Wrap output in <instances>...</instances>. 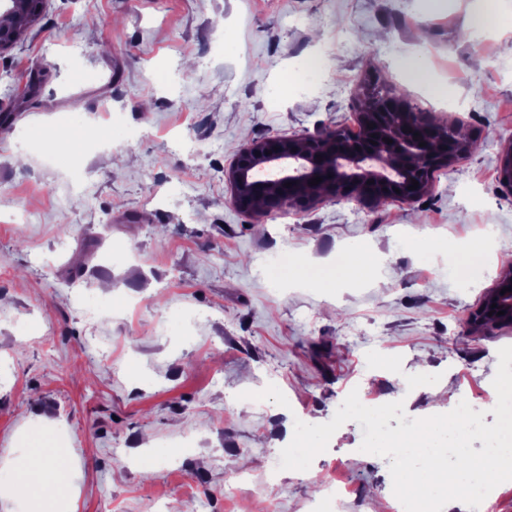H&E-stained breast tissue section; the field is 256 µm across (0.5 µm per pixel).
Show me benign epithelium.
Returning <instances> with one entry per match:
<instances>
[{"instance_id":"benign-epithelium-1","label":"benign epithelium","mask_w":512,"mask_h":512,"mask_svg":"<svg viewBox=\"0 0 512 512\" xmlns=\"http://www.w3.org/2000/svg\"><path fill=\"white\" fill-rule=\"evenodd\" d=\"M46 0H24L23 22L12 31L0 32V57L8 53L25 31L37 23ZM362 141H346L341 130L321 128L314 134L272 136L244 144L226 173L231 202L240 212L257 217L253 203L258 198L274 200L282 207H309L329 197H343L357 190L360 200L374 204L382 199L405 203L419 201L431 188L430 177L440 168H449L472 151L473 141L448 138L451 125L440 124L432 114L410 117L408 104L401 98L377 92L362 105ZM373 128H368V125ZM393 143H386V139ZM425 146H420V143ZM322 159H317V156ZM293 165L292 172L258 183L255 171L266 167ZM319 176L322 181L310 184ZM418 188L411 190L412 181ZM292 186L287 187L285 183ZM499 183L512 194V146L499 156ZM512 254L506 253L502 268L488 288L470 320L489 326H512ZM496 308H491V305Z\"/></svg>"}]
</instances>
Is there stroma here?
I'll return each instance as SVG.
<instances>
[{
    "label": "stroma",
    "instance_id": "obj_1",
    "mask_svg": "<svg viewBox=\"0 0 512 512\" xmlns=\"http://www.w3.org/2000/svg\"><path fill=\"white\" fill-rule=\"evenodd\" d=\"M48 0L0 63V512L29 434L49 426L70 481L51 512H390V458L344 423L304 471L277 470L284 422L331 420L350 391L417 419L460 401L493 424L492 380L511 328L469 315L512 251L498 180L512 141V0ZM325 50L307 92L282 82ZM439 64L425 96L406 68ZM458 123L475 150L437 170L424 200L326 199L252 219L225 179L248 140L357 124L374 91ZM112 122V144L72 157L68 122ZM141 138L128 142L126 130ZM29 147L20 150V137ZM489 234L485 268L448 274L446 245ZM381 265L333 285L271 281L268 254L325 259L352 244ZM99 319H89L85 299ZM198 316L190 340L179 317ZM240 392L264 406L235 403ZM196 445L147 472L145 448Z\"/></svg>",
    "mask_w": 512,
    "mask_h": 512
}]
</instances>
